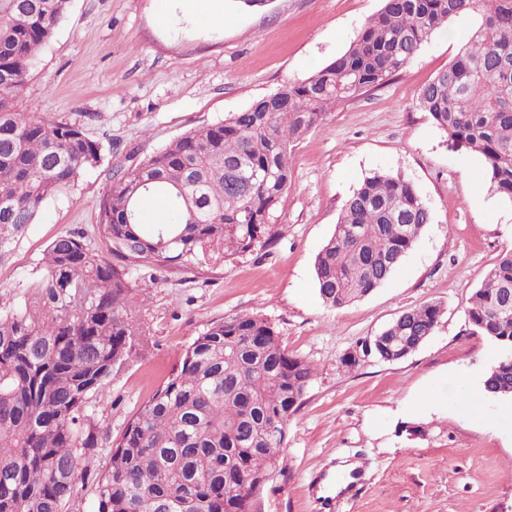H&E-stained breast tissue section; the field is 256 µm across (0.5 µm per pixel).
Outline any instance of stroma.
Listing matches in <instances>:
<instances>
[{"label": "stroma", "instance_id": "obj_1", "mask_svg": "<svg viewBox=\"0 0 512 512\" xmlns=\"http://www.w3.org/2000/svg\"><path fill=\"white\" fill-rule=\"evenodd\" d=\"M70 0L31 68L17 109L79 125L102 161L40 207L0 264V297L19 302L42 276L60 234L91 233L110 178L187 131L222 122L342 54L382 0H224L223 26L197 22L184 0ZM469 18L436 31L386 85L338 106L290 147L293 179L279 207L282 236L234 258L214 254L205 273L136 271L126 315L146 332L136 355L113 369L87 412L118 437L153 390L178 368L209 323L261 313L289 352L315 373L291 417L256 512H320L314 474L355 462L360 494L334 512H512V399L485 394L486 370L503 355L472 332L467 307L500 255L512 249V202L490 185L478 155L449 148L416 105L471 35ZM376 172L402 174L433 213L393 278L331 309L314 260L341 209ZM440 304L433 333L408 357L342 364L403 310Z\"/></svg>", "mask_w": 512, "mask_h": 512}]
</instances>
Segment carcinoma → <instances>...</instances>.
<instances>
[{
	"mask_svg": "<svg viewBox=\"0 0 512 512\" xmlns=\"http://www.w3.org/2000/svg\"><path fill=\"white\" fill-rule=\"evenodd\" d=\"M68 4L0 0V260L44 200L101 160L99 143L79 126L25 117L14 105ZM461 17L476 21L471 38L421 88L416 106L448 147L482 157L495 192L512 201V0H383L349 48L306 80L112 176L93 241L57 236L35 291L17 305L0 302V512H68L91 472L94 512H254L312 363L288 352L261 314L210 323L109 445L101 470L100 430L87 407L113 367L133 356L138 327L124 316L131 273H201L210 248L233 256L273 243L293 178L290 144L332 108L387 84ZM432 220L404 176L366 177L315 257L323 304L340 308L380 288ZM441 314L434 302L402 311L342 364L406 358ZM468 318L508 351L485 373L484 391L512 396V250L473 292Z\"/></svg>",
	"mask_w": 512,
	"mask_h": 512,
	"instance_id": "1",
	"label": "carcinoma"
}]
</instances>
